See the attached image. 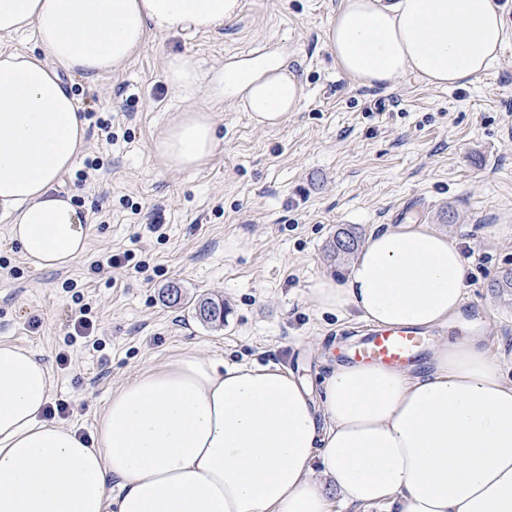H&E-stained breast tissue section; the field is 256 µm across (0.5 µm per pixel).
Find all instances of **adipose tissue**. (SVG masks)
<instances>
[{
  "mask_svg": "<svg viewBox=\"0 0 512 512\" xmlns=\"http://www.w3.org/2000/svg\"><path fill=\"white\" fill-rule=\"evenodd\" d=\"M241 0H0V36L33 30L34 48L0 52V222L37 269L86 252L90 216L60 180L86 147L67 75L121 69L154 35L208 32ZM506 38L494 0H341L326 30L357 85L408 75L456 87L485 75ZM180 106L150 150L190 174L221 145L213 104L260 126L298 111L303 86L271 50L204 66L169 56ZM207 96L209 105L199 103ZM469 264L424 224L372 234L347 275H322L312 305L368 325L428 330L463 314ZM487 334L436 344L417 374L339 363L312 394L281 365L183 351L113 390L97 438L43 419L48 366L0 342V512H512V382Z\"/></svg>",
  "mask_w": 512,
  "mask_h": 512,
  "instance_id": "ef3b65f1",
  "label": "adipose tissue"
}]
</instances>
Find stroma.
I'll return each instance as SVG.
<instances>
[{
  "label": "stroma",
  "mask_w": 512,
  "mask_h": 512,
  "mask_svg": "<svg viewBox=\"0 0 512 512\" xmlns=\"http://www.w3.org/2000/svg\"><path fill=\"white\" fill-rule=\"evenodd\" d=\"M339 3L242 0L238 17L215 31L154 36L117 72L66 77L88 144L61 188L90 214L88 247L69 268L38 270L0 223V341L47 364L52 400L71 407L62 425L86 441L114 389L185 349L228 365L274 362L320 386L367 330L307 297L312 279L351 267L330 256L342 225L365 238L414 221L457 240L470 263L467 303L426 344L487 329L512 380V295L495 287L512 271V236L486 234L512 225V9L501 10L507 39L488 75L452 88L413 76L363 87L326 45ZM262 46L287 55L303 84L300 110L267 128L217 105L223 142L212 159L191 174L162 168L150 145L179 106L166 58L190 52L216 67ZM126 251V265L105 266ZM174 283L176 304L165 293ZM212 295L224 300L220 328L194 315ZM79 317L92 321L91 336L75 335Z\"/></svg>",
  "instance_id": "35a3bbf8"
}]
</instances>
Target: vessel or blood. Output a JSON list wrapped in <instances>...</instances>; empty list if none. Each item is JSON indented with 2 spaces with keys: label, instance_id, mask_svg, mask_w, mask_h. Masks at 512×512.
Masks as SVG:
<instances>
[{
  "label": "vessel or blood",
  "instance_id": "vessel-or-blood-1",
  "mask_svg": "<svg viewBox=\"0 0 512 512\" xmlns=\"http://www.w3.org/2000/svg\"><path fill=\"white\" fill-rule=\"evenodd\" d=\"M425 346L420 331L409 328L377 329L352 356L355 360L382 363L399 368L416 359Z\"/></svg>",
  "mask_w": 512,
  "mask_h": 512
}]
</instances>
